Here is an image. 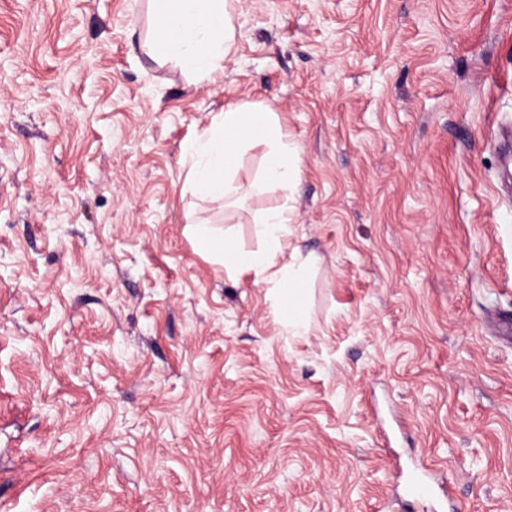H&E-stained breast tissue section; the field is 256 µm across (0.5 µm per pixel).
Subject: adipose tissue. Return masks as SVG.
Listing matches in <instances>:
<instances>
[{"label": "adipose tissue", "instance_id": "1", "mask_svg": "<svg viewBox=\"0 0 512 512\" xmlns=\"http://www.w3.org/2000/svg\"><path fill=\"white\" fill-rule=\"evenodd\" d=\"M233 0H153L158 25L149 41V50L178 62L199 79L210 78L223 67L233 41ZM250 143L266 145L262 181L288 186L298 177L297 146L288 144L273 113L259 112L243 104L228 107L205 129L190 150L188 178L204 197L235 203L238 187L231 170L238 154ZM291 222L287 208L266 211L260 218L263 247L239 253L231 242L216 243L206 222H198V245L211 251L225 264L243 266L256 278L271 284L288 310V326L293 334L307 331L305 313L299 304L300 271L280 264Z\"/></svg>", "mask_w": 512, "mask_h": 512}]
</instances>
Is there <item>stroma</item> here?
Listing matches in <instances>:
<instances>
[{
	"instance_id": "1",
	"label": "stroma",
	"mask_w": 512,
	"mask_h": 512,
	"mask_svg": "<svg viewBox=\"0 0 512 512\" xmlns=\"http://www.w3.org/2000/svg\"><path fill=\"white\" fill-rule=\"evenodd\" d=\"M149 0H0V503L9 512H512V0H238L224 69L142 48ZM288 188L192 191L226 105ZM287 207L286 311L197 244ZM274 112H257L243 104L229 106L190 147L188 178L195 191L232 206L238 194L231 170L238 154L250 143L265 144L262 181L287 187L298 177L296 145L285 141Z\"/></svg>"
}]
</instances>
